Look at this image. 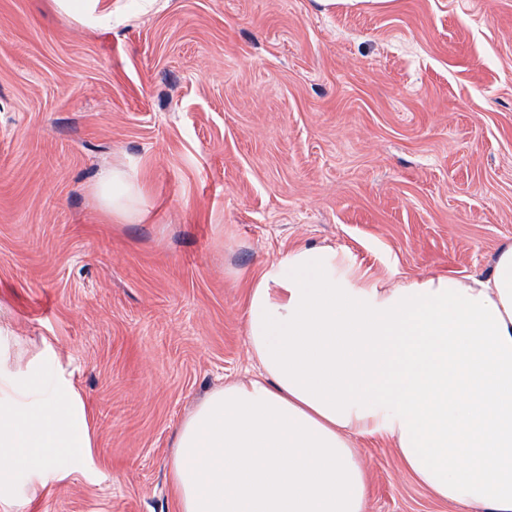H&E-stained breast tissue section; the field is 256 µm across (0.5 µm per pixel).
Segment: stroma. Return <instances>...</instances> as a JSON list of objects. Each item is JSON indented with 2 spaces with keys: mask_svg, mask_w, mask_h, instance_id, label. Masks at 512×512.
I'll use <instances>...</instances> for the list:
<instances>
[{
  "mask_svg": "<svg viewBox=\"0 0 512 512\" xmlns=\"http://www.w3.org/2000/svg\"><path fill=\"white\" fill-rule=\"evenodd\" d=\"M115 166L136 220L95 194ZM308 244L386 284L512 244V0H112L93 30L0 0V336L91 433L0 512H180L174 433L256 375L248 288ZM357 447L366 512H459L387 436ZM95 193L103 210L119 219L134 220L140 214L142 187L136 174L124 167L112 172L96 185Z\"/></svg>",
  "mask_w": 512,
  "mask_h": 512,
  "instance_id": "stroma-1",
  "label": "stroma"
}]
</instances>
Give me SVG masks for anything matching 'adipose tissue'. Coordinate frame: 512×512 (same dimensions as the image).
I'll return each mask as SVG.
<instances>
[{
  "instance_id": "ef3b65f1",
  "label": "adipose tissue",
  "mask_w": 512,
  "mask_h": 512,
  "mask_svg": "<svg viewBox=\"0 0 512 512\" xmlns=\"http://www.w3.org/2000/svg\"><path fill=\"white\" fill-rule=\"evenodd\" d=\"M51 2L80 26L112 25L110 0ZM95 193L106 213L138 217L133 171L113 168ZM245 332L259 378L209 392L177 430L181 512H365L354 439L376 433L438 499L512 512V245L487 275L392 288L336 248H295L253 282ZM90 445L77 390L0 336V489Z\"/></svg>"
}]
</instances>
